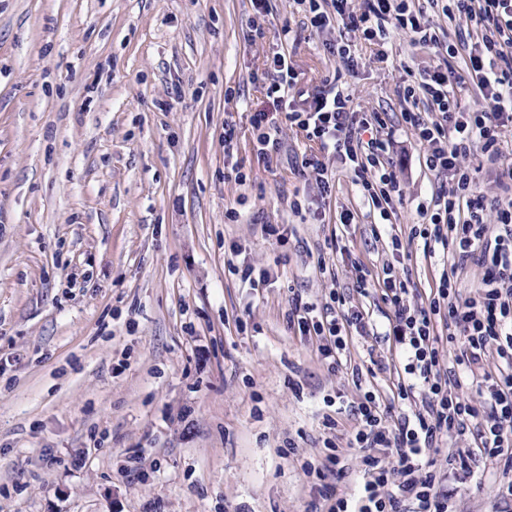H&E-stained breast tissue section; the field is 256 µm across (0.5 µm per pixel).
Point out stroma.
<instances>
[{
    "label": "stroma",
    "instance_id": "1",
    "mask_svg": "<svg viewBox=\"0 0 512 512\" xmlns=\"http://www.w3.org/2000/svg\"><path fill=\"white\" fill-rule=\"evenodd\" d=\"M267 6L0 0V512H310L302 463L346 439L364 391L391 402L397 374L329 370L288 302L337 288L381 322L351 263L381 278L394 234L415 303L438 284L442 255L410 229L448 183L402 119L423 104L399 95L438 58L359 40L348 73L292 0ZM277 53L298 73L289 99L337 77L359 110L386 113L404 192L391 234L373 235L379 216L336 157L330 196L300 176L317 151L302 133L257 153ZM471 467L458 512H504L500 468Z\"/></svg>",
    "mask_w": 512,
    "mask_h": 512
}]
</instances>
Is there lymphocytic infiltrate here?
<instances>
[{
  "label": "lymphocytic infiltrate",
  "mask_w": 512,
  "mask_h": 512,
  "mask_svg": "<svg viewBox=\"0 0 512 512\" xmlns=\"http://www.w3.org/2000/svg\"><path fill=\"white\" fill-rule=\"evenodd\" d=\"M348 0H296L312 30L336 26L359 34L365 44L384 46L402 34L415 45L441 47L431 32L428 8H440L448 18L465 17L481 37L463 47L448 46V56L465 52L466 74L475 81L483 105L470 109L448 89V72L434 66L403 89L407 101H419L423 111L404 113L424 151L425 165L446 177L448 193L439 197L422 223L413 225L411 238L421 239L425 255L448 250L453 267L475 265L482 276L471 295H463L452 274L442 273L428 305L413 303L409 276L385 265L381 285H374L361 263H353L354 288L364 297L381 288L389 311L383 324L339 291L317 304L293 296L288 324L300 335L317 338L318 351L330 370L346 369L342 356L350 333L384 338L392 344L402 370L396 400L400 413L389 424L387 409L374 391L359 397L356 425L348 445L357 455L358 481L353 493L335 496L327 479L342 475L347 466L340 453L321 463L304 462L306 476L325 502V512H457L456 489L429 451L455 435L474 430L479 454L512 470V165L498 167L499 145L512 128V0H361L358 10ZM261 153L276 147L282 125L301 131L320 151L335 155L346 167L364 200L390 223L393 199L403 192L389 159L390 139L381 135L387 123L379 112L356 109L352 93L338 83L325 82L307 105H289L284 121L258 112L252 118ZM479 156L497 166L499 190L478 191L468 158ZM444 323L448 342L459 349L444 363L437 323ZM496 354V369L485 366Z\"/></svg>",
  "instance_id": "obj_1"
}]
</instances>
